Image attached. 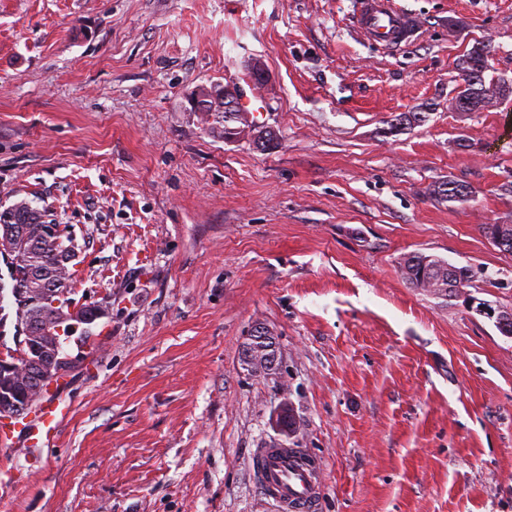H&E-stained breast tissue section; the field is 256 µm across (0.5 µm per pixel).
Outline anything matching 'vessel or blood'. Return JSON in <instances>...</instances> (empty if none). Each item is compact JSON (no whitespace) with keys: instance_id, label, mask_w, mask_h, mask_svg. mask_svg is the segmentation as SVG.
Listing matches in <instances>:
<instances>
[{"instance_id":"1","label":"vessel or blood","mask_w":512,"mask_h":512,"mask_svg":"<svg viewBox=\"0 0 512 512\" xmlns=\"http://www.w3.org/2000/svg\"><path fill=\"white\" fill-rule=\"evenodd\" d=\"M358 31L380 49L391 50L408 42L419 31L417 18L403 11L396 0H359ZM70 409L60 401H41L33 419L0 427V445L37 448L53 440ZM255 466L263 493L279 512H315L323 463L301 448L273 445L258 449Z\"/></svg>"}]
</instances>
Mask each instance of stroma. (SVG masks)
<instances>
[{"label": "stroma", "mask_w": 512, "mask_h": 512, "mask_svg": "<svg viewBox=\"0 0 512 512\" xmlns=\"http://www.w3.org/2000/svg\"><path fill=\"white\" fill-rule=\"evenodd\" d=\"M397 2L421 31L387 55L357 0H0V211L70 232L71 296L106 311L59 436L0 452V512H278L253 467L273 442L324 461L318 512H512V337L399 270L472 267L512 310L482 231L512 224V93L452 107L477 43L512 86V0ZM225 84L276 149L193 111ZM259 325L271 378L241 358Z\"/></svg>", "instance_id": "stroma-1"}]
</instances>
